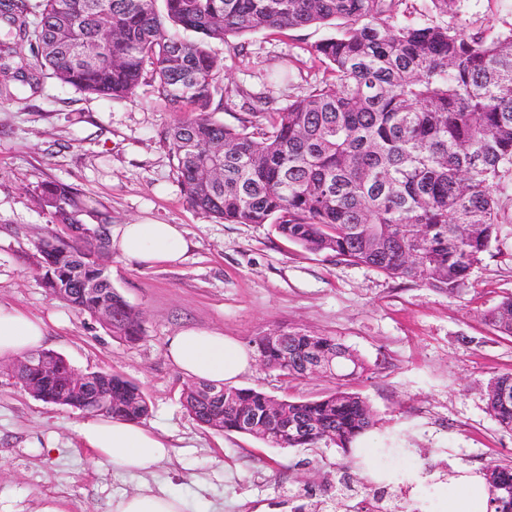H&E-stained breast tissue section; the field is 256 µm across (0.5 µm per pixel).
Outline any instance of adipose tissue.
<instances>
[{
	"instance_id": "adipose-tissue-1",
	"label": "adipose tissue",
	"mask_w": 512,
	"mask_h": 512,
	"mask_svg": "<svg viewBox=\"0 0 512 512\" xmlns=\"http://www.w3.org/2000/svg\"><path fill=\"white\" fill-rule=\"evenodd\" d=\"M111 246L120 256L146 266L183 260L190 242L178 224H123L111 230ZM48 336L44 318L0 304V359L39 350ZM166 356L186 378L216 386L237 381L252 361L250 351L223 332L185 327L172 336ZM96 465L149 474L170 457V445L149 428L124 420L91 417L77 430ZM112 512H184L183 501L164 489L141 488L112 502Z\"/></svg>"
}]
</instances>
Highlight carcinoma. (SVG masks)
<instances>
[{
	"mask_svg": "<svg viewBox=\"0 0 512 512\" xmlns=\"http://www.w3.org/2000/svg\"><path fill=\"white\" fill-rule=\"evenodd\" d=\"M164 2V9L158 2ZM408 0H42L29 29L26 0H0V21L21 38L35 37L36 66L64 86L104 98H132L152 72L157 98L192 115L164 132L187 202L229 224H272L311 253H327L393 278L453 292L501 232L497 191L512 177V27L465 29L463 0H426V19H408ZM334 24L336 35L311 46L327 76L282 109L256 100L264 115L253 127L215 120L211 107L223 65L209 43L257 31L283 32ZM16 50L0 41L3 73L30 81L27 64L11 70ZM51 223H83L85 202L63 183L40 192ZM63 242L43 238L41 282L52 296L92 313L97 298L80 280L102 277L103 292L122 319L112 337L136 342L140 313L115 290L98 254L107 244L87 236L67 247L59 272L48 266ZM493 330L512 337V298L489 310ZM269 369L290 381L310 376L312 359L336 370V390L283 405L297 425H262L249 436L273 448L334 447L352 456L357 438L378 424L376 414L345 382L368 371L364 361L331 336L287 335L288 358L277 344L255 339ZM112 418L139 422L149 415L140 387L111 375ZM48 393L75 396L98 415L99 390L69 391L57 379ZM183 406L200 425L240 432L244 415L262 419L275 397L255 388L194 383ZM512 372L493 378L487 409L512 432ZM487 512H512V463L486 468Z\"/></svg>",
	"mask_w": 512,
	"mask_h": 512,
	"instance_id": "carcinoma-1",
	"label": "carcinoma"
}]
</instances>
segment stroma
<instances>
[{"label": "stroma", "mask_w": 512, "mask_h": 512, "mask_svg": "<svg viewBox=\"0 0 512 512\" xmlns=\"http://www.w3.org/2000/svg\"><path fill=\"white\" fill-rule=\"evenodd\" d=\"M470 29L512 25V0H464ZM314 25L281 35L247 36L246 56L211 43L224 63L214 96L216 119L229 127L248 120L242 93L264 96L282 108L319 80L325 66L309 49L334 35ZM268 71L291 74L270 83ZM0 99V303L32 315L66 319L50 327L47 350L82 372L117 373L145 392L144 424L168 440L172 457L147 478L95 466L76 427L84 412L46 404L25 391L0 360V512H110L112 498L142 483L180 497L185 512H289L288 496L308 491L336 495L343 457L333 448L314 452L270 448L250 436L201 427L185 411L188 384L168 361L166 345L186 326L216 329L254 348L270 332L302 331L338 339L369 371L348 387L365 397L380 422L358 438L356 454L375 453L355 478L410 485L422 512H443L458 476L512 461V433L490 416L486 390L512 372V338L484 319L512 297V182L499 194L503 232L466 287L448 293L393 279L363 265L312 254L270 224H228L191 207L161 133L178 112L158 100L149 84L129 99L104 100L55 79L37 87L14 80ZM50 182L72 186L87 204L85 222L100 211L113 224L150 220L179 224L191 243L184 260L144 267L116 252L101 256L112 286L143 316V334L130 344L113 339L94 316L51 297L41 285V238H67L41 206ZM238 387L276 397L314 399L336 386L313 375L294 382L252 362Z\"/></svg>", "instance_id": "stroma-1"}]
</instances>
